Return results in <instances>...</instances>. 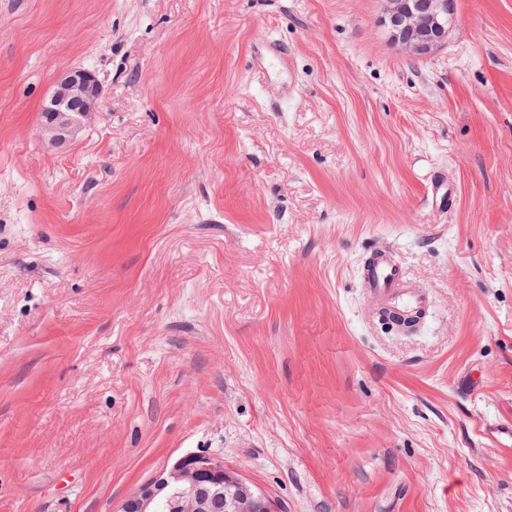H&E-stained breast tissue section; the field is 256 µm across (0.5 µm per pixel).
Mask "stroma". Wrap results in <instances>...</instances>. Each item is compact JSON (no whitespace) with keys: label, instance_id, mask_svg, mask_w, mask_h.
<instances>
[{"label":"stroma","instance_id":"1","mask_svg":"<svg viewBox=\"0 0 512 512\" xmlns=\"http://www.w3.org/2000/svg\"><path fill=\"white\" fill-rule=\"evenodd\" d=\"M380 16L0 0V512H117L188 453L278 512H512V0H456L425 59ZM73 68L98 111L52 146ZM377 246L412 330L360 286ZM102 88L94 73L72 70L59 78L43 105L41 133L52 142L75 138L97 112ZM360 280L377 313L395 326L408 328L407 320L424 316L430 309L425 290L409 280L388 248H378L365 256Z\"/></svg>","mask_w":512,"mask_h":512}]
</instances>
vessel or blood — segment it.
I'll use <instances>...</instances> for the list:
<instances>
[{
    "label": "vessel or blood",
    "instance_id": "obj_1",
    "mask_svg": "<svg viewBox=\"0 0 512 512\" xmlns=\"http://www.w3.org/2000/svg\"><path fill=\"white\" fill-rule=\"evenodd\" d=\"M360 280L377 313L395 326L406 327L408 320L430 309L426 291L406 277L390 249L378 248L365 256Z\"/></svg>",
    "mask_w": 512,
    "mask_h": 512
}]
</instances>
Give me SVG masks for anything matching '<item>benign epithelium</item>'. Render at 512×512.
<instances>
[{
    "instance_id": "obj_1",
    "label": "benign epithelium",
    "mask_w": 512,
    "mask_h": 512,
    "mask_svg": "<svg viewBox=\"0 0 512 512\" xmlns=\"http://www.w3.org/2000/svg\"><path fill=\"white\" fill-rule=\"evenodd\" d=\"M381 23L403 54L430 56L447 43L455 0H381ZM102 88L94 73L72 70L59 78L43 105L44 137L75 138L97 112ZM117 512H277L274 503L224 465L218 455L176 459L126 498Z\"/></svg>"
}]
</instances>
